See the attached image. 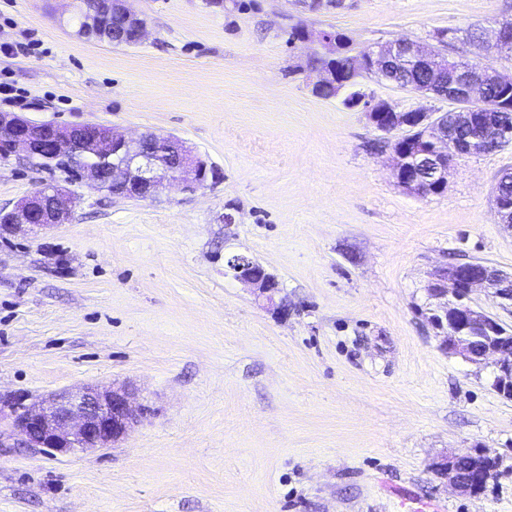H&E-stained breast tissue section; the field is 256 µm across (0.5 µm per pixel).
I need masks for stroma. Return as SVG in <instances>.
I'll list each match as a JSON object with an SVG mask.
<instances>
[{
	"instance_id": "obj_1",
	"label": "stroma",
	"mask_w": 512,
	"mask_h": 512,
	"mask_svg": "<svg viewBox=\"0 0 512 512\" xmlns=\"http://www.w3.org/2000/svg\"><path fill=\"white\" fill-rule=\"evenodd\" d=\"M132 6L147 33L128 46L78 36L80 0H0V47L40 43L0 50V81L21 94L0 112L172 134L222 178L148 201L75 183L68 223L0 238V393L129 385L144 410L91 453H0V512H512V400L491 364L443 347L428 292L452 263L512 272L491 197L512 143L456 160L442 193H408L364 104L453 102L373 73L324 98L311 67L322 31L353 56L411 39L476 59L469 33L492 41L512 0ZM44 178L0 157V208ZM234 255L273 275L278 306L225 273ZM475 448L498 467L464 494L435 464Z\"/></svg>"
}]
</instances>
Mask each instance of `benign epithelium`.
Listing matches in <instances>:
<instances>
[{"label": "benign epithelium", "instance_id": "obj_1", "mask_svg": "<svg viewBox=\"0 0 512 512\" xmlns=\"http://www.w3.org/2000/svg\"><path fill=\"white\" fill-rule=\"evenodd\" d=\"M84 6L83 34L99 41L110 40L99 28L97 10L87 2ZM112 8L130 31V36H123L118 42L139 43L147 29L145 19L129 0H112ZM318 39L329 54L321 60L323 77L318 87L339 90L349 82L354 61L343 55L344 39L336 34L322 32ZM494 45L512 49L511 22L497 23ZM400 59L422 63L430 83H443L448 59L436 57L422 44L407 39L375 47L370 53L369 68L383 73L390 63ZM463 78L472 85L473 92L469 98L458 101L450 113L398 111L385 101L367 106L374 127L392 136L389 149L393 155V174L398 184L412 194L428 196L441 191L456 159L480 154L485 141H503L512 134V127L492 121L499 108L478 94V86L486 80L512 87V75L486 63L463 72ZM4 134L11 136V153L47 165L61 153L92 155L101 163L90 162L76 169L74 179L97 189L110 182L113 194L131 200H151L166 183L193 194L208 181L219 178L201 156L172 136L146 134L128 139L97 125L59 126L1 112L0 135ZM0 214L7 216L0 224V236L25 228L52 227L71 219L73 199L60 186L45 182L40 191L31 192L10 210L1 208ZM226 265L235 278L256 286L260 295L273 302L276 283L262 265L238 255L229 258ZM479 287L496 289L501 307L512 308V275L486 263L465 261L436 272L429 292L439 299V305L430 320L449 352L469 363H492L495 388L512 399V329L470 304L471 293ZM133 400V392L126 387H83L39 404H27L21 396L0 397V419L6 409L12 418L10 430H0V447L8 448L15 440L25 448H44L49 453L103 448L126 436L137 422L139 412ZM496 467L495 458L475 449L444 458L437 464V471L459 491L477 494L485 488Z\"/></svg>", "mask_w": 512, "mask_h": 512}]
</instances>
